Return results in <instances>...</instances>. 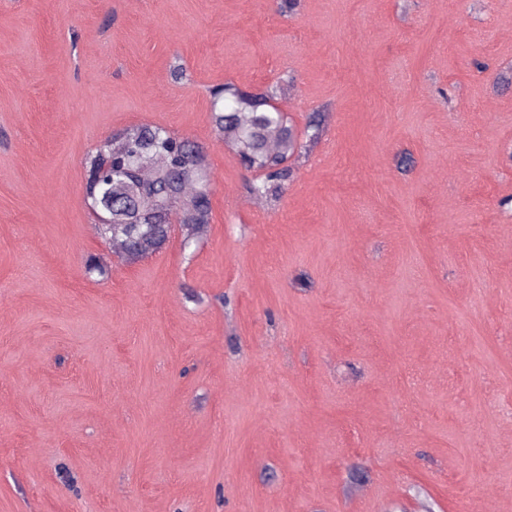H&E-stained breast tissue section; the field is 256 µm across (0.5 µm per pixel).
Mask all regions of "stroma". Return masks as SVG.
I'll return each instance as SVG.
<instances>
[{
  "instance_id": "1",
  "label": "stroma",
  "mask_w": 512,
  "mask_h": 512,
  "mask_svg": "<svg viewBox=\"0 0 512 512\" xmlns=\"http://www.w3.org/2000/svg\"><path fill=\"white\" fill-rule=\"evenodd\" d=\"M509 69L512 0H0V512H512ZM288 77L327 126L255 205L209 91ZM138 124L210 230L104 279ZM84 165L85 199L102 223L98 232L109 248L127 250L130 264L159 253L172 224H200L201 232L185 247L207 236L210 168L197 142L158 125L128 126L88 153Z\"/></svg>"
}]
</instances>
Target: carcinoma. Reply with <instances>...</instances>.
<instances>
[{
    "mask_svg": "<svg viewBox=\"0 0 512 512\" xmlns=\"http://www.w3.org/2000/svg\"><path fill=\"white\" fill-rule=\"evenodd\" d=\"M280 83L247 93L231 83L212 91V130L232 145L241 163L259 177L251 193L275 196L288 180V159L305 156L319 141L325 113L308 117L299 138L288 117L275 105ZM87 205L98 216V232L108 246L128 251L137 263L160 252L174 224H198L207 236L211 219V178L207 153L200 144L158 125L139 124L112 132L87 154Z\"/></svg>",
    "mask_w": 512,
    "mask_h": 512,
    "instance_id": "1",
    "label": "carcinoma"
}]
</instances>
